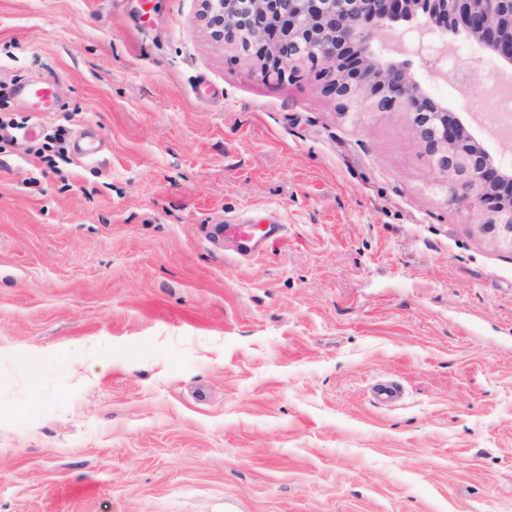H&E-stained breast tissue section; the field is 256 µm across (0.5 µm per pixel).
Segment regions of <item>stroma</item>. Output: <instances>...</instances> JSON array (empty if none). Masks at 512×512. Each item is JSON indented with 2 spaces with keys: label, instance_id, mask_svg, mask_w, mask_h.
<instances>
[{
  "label": "stroma",
  "instance_id": "stroma-1",
  "mask_svg": "<svg viewBox=\"0 0 512 512\" xmlns=\"http://www.w3.org/2000/svg\"><path fill=\"white\" fill-rule=\"evenodd\" d=\"M201 10L0 0V85L62 106L0 97V512H512V245L405 114L256 78ZM417 40L415 79L512 158L497 61ZM60 125L103 152L48 171ZM216 224L281 232L241 258ZM501 83L502 79L495 81L490 88V92L493 88L498 87ZM491 94L495 98V102L497 104L495 112L501 113V118L492 125L499 129L501 132L511 135L508 138L501 139L510 140L512 138V81L510 87L499 89L495 92H491ZM15 93L31 112H49L57 106L54 84L51 80L20 84L16 87Z\"/></svg>",
  "mask_w": 512,
  "mask_h": 512
}]
</instances>
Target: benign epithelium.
Returning <instances> with one entry per match:
<instances>
[{
	"label": "benign epithelium",
	"mask_w": 512,
	"mask_h": 512,
	"mask_svg": "<svg viewBox=\"0 0 512 512\" xmlns=\"http://www.w3.org/2000/svg\"><path fill=\"white\" fill-rule=\"evenodd\" d=\"M210 37L259 61L268 80L306 68L340 111L408 117L438 173L448 202L478 213L481 230L512 245V165L482 146L461 113L435 99L411 63L384 54L381 39L405 27L443 47L462 36L512 69V0H202Z\"/></svg>",
	"instance_id": "obj_1"
}]
</instances>
